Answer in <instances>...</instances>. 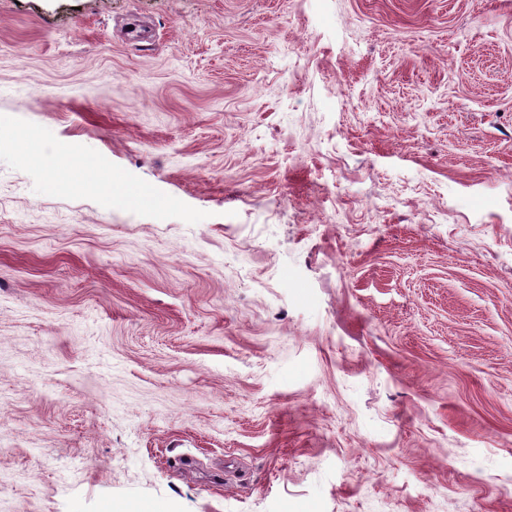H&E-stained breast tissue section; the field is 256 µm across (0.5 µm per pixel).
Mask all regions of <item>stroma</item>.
I'll return each instance as SVG.
<instances>
[{"label": "stroma", "mask_w": 512, "mask_h": 512, "mask_svg": "<svg viewBox=\"0 0 512 512\" xmlns=\"http://www.w3.org/2000/svg\"><path fill=\"white\" fill-rule=\"evenodd\" d=\"M325 3L0 0V512H512V0Z\"/></svg>", "instance_id": "1"}]
</instances>
